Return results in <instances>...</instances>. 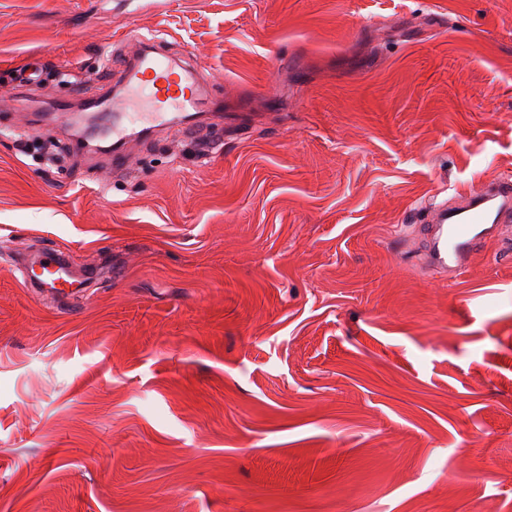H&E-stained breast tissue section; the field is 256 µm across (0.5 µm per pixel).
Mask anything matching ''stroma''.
<instances>
[{
	"label": "stroma",
	"mask_w": 512,
	"mask_h": 512,
	"mask_svg": "<svg viewBox=\"0 0 512 512\" xmlns=\"http://www.w3.org/2000/svg\"><path fill=\"white\" fill-rule=\"evenodd\" d=\"M151 35L224 124L115 172L29 111ZM508 176L512 0H0V512H512V251L403 235ZM46 247L91 296L24 287Z\"/></svg>",
	"instance_id": "stroma-1"
}]
</instances>
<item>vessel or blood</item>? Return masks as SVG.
Wrapping results in <instances>:
<instances>
[{"mask_svg": "<svg viewBox=\"0 0 512 512\" xmlns=\"http://www.w3.org/2000/svg\"><path fill=\"white\" fill-rule=\"evenodd\" d=\"M115 76L117 91L93 105L102 125L112 129L108 155L116 169L124 166L130 145L145 135L147 123L190 119L210 103L209 83L199 69L169 61L148 40L136 57L123 60ZM511 222L512 179L484 182L423 207L417 225L419 249L430 270L453 281L465 271L475 245L496 237L501 225ZM27 281L54 296L70 295L74 284L61 255L54 251L31 266Z\"/></svg>", "mask_w": 512, "mask_h": 512, "instance_id": "obj_1", "label": "vessel or blood"}]
</instances>
